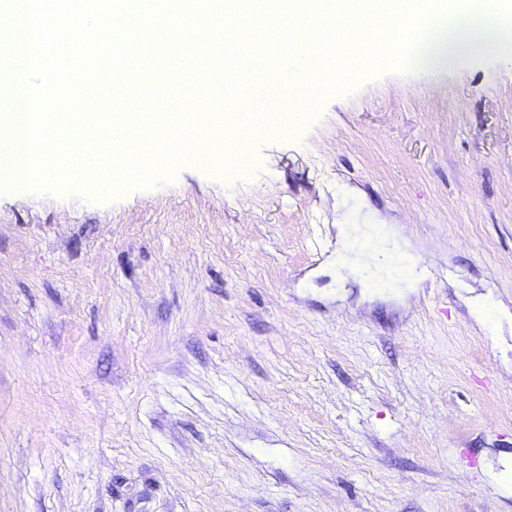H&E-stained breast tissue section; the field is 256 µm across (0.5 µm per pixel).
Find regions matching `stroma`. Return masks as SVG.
<instances>
[{"label": "stroma", "mask_w": 512, "mask_h": 512, "mask_svg": "<svg viewBox=\"0 0 512 512\" xmlns=\"http://www.w3.org/2000/svg\"><path fill=\"white\" fill-rule=\"evenodd\" d=\"M284 130L226 180L0 185V512H512V56Z\"/></svg>", "instance_id": "obj_1"}]
</instances>
